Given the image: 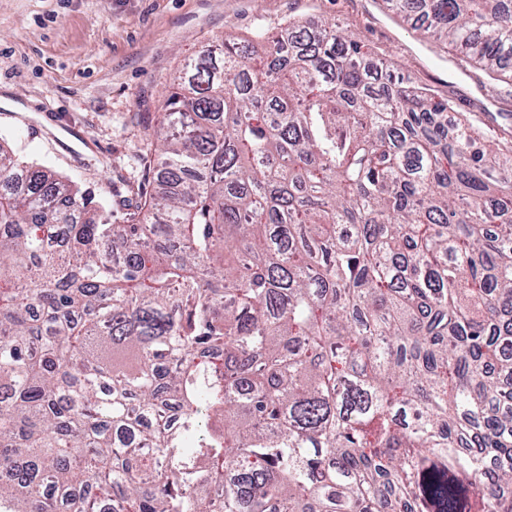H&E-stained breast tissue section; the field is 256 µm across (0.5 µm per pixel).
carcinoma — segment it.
<instances>
[{"label": "carcinoma", "instance_id": "1", "mask_svg": "<svg viewBox=\"0 0 512 512\" xmlns=\"http://www.w3.org/2000/svg\"><path fill=\"white\" fill-rule=\"evenodd\" d=\"M490 81L512 0H387ZM293 18L190 58L112 223L0 143V512H512V158Z\"/></svg>", "mask_w": 512, "mask_h": 512}]
</instances>
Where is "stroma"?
I'll list each match as a JSON object with an SVG mask.
<instances>
[{"label": "stroma", "mask_w": 512, "mask_h": 512, "mask_svg": "<svg viewBox=\"0 0 512 512\" xmlns=\"http://www.w3.org/2000/svg\"><path fill=\"white\" fill-rule=\"evenodd\" d=\"M314 17L358 29L406 79L512 143V83L423 39L385 0H0V140L112 201L122 223L153 188V129L175 73L204 46ZM41 126L39 136L29 125Z\"/></svg>", "instance_id": "obj_1"}]
</instances>
